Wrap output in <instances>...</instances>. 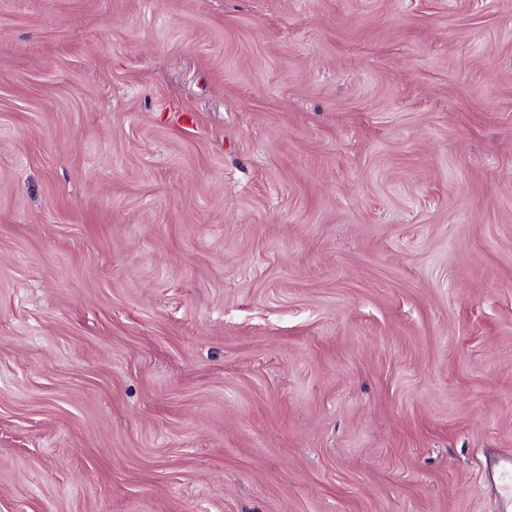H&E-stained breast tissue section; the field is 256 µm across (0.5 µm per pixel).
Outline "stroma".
<instances>
[{
    "label": "stroma",
    "mask_w": 512,
    "mask_h": 512,
    "mask_svg": "<svg viewBox=\"0 0 512 512\" xmlns=\"http://www.w3.org/2000/svg\"><path fill=\"white\" fill-rule=\"evenodd\" d=\"M504 449L512 0H0V512H496Z\"/></svg>",
    "instance_id": "35a3bbf8"
}]
</instances>
